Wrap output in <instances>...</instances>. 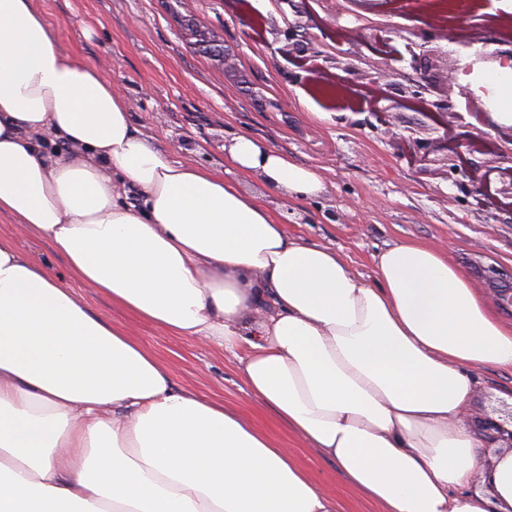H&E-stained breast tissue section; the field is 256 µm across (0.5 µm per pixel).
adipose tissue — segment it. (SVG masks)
I'll use <instances>...</instances> for the list:
<instances>
[{
  "label": "adipose tissue",
  "instance_id": "adipose-tissue-1",
  "mask_svg": "<svg viewBox=\"0 0 512 512\" xmlns=\"http://www.w3.org/2000/svg\"><path fill=\"white\" fill-rule=\"evenodd\" d=\"M224 150L270 192L323 188L251 136ZM0 218L139 320L246 347L250 392L381 512H512V449L493 423L461 422L477 370H512V325L447 252L395 245L371 285L335 250L290 236L236 182L152 146L111 80L60 46L39 0H0ZM0 512L341 504L0 234Z\"/></svg>",
  "mask_w": 512,
  "mask_h": 512
}]
</instances>
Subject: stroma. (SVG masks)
<instances>
[{
    "label": "stroma",
    "mask_w": 512,
    "mask_h": 512,
    "mask_svg": "<svg viewBox=\"0 0 512 512\" xmlns=\"http://www.w3.org/2000/svg\"><path fill=\"white\" fill-rule=\"evenodd\" d=\"M280 12L274 0H42L63 49L104 65L123 91L132 121L173 159L193 160L288 218L290 234L336 249L350 270L375 281L377 257L417 242L447 251L488 303L496 293L488 267H512V210L480 203L499 187L512 160L491 148L492 117H471L472 94L490 85L492 66L468 75L474 51L512 48L498 30L472 14L458 16L438 40L422 0H296ZM384 24L398 58L372 55L369 23ZM355 28L342 51L317 69L282 52L283 29H295L299 49H324L336 26ZM223 42L226 62L194 48V31ZM423 98L409 95L413 85ZM456 136L447 151V133ZM247 134L315 169L324 188L297 201L266 195L258 177L238 178L224 156L234 136ZM96 315L127 328L170 366L177 386L224 402L292 448L318 484L337 492L346 512H379L337 477L333 465L304 447L249 393L236 359L147 323L76 286ZM469 418L497 407L512 389V371L484 369Z\"/></svg>",
    "instance_id": "35a3bbf8"
}]
</instances>
